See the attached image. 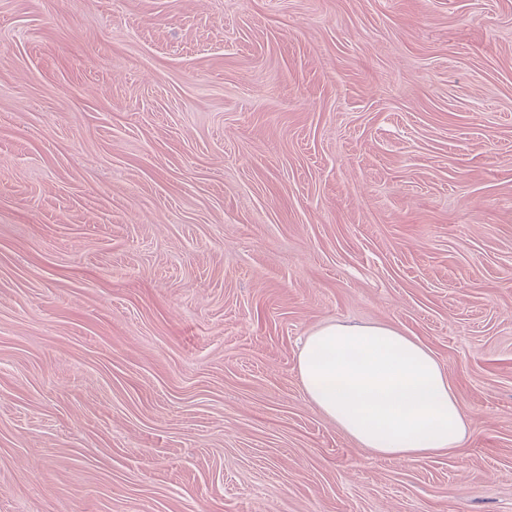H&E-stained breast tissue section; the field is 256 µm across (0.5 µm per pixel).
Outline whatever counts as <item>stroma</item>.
Wrapping results in <instances>:
<instances>
[{"mask_svg":"<svg viewBox=\"0 0 512 512\" xmlns=\"http://www.w3.org/2000/svg\"><path fill=\"white\" fill-rule=\"evenodd\" d=\"M335 322L464 443L326 419ZM0 512H512V0H0ZM308 400L373 454L412 460L458 448L462 404L432 352L386 324L331 323L297 358Z\"/></svg>","mask_w":512,"mask_h":512,"instance_id":"35a3bbf8","label":"stroma"}]
</instances>
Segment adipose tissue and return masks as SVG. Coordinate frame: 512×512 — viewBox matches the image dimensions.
Listing matches in <instances>:
<instances>
[{"label": "adipose tissue", "instance_id": "ef3b65f1", "mask_svg": "<svg viewBox=\"0 0 512 512\" xmlns=\"http://www.w3.org/2000/svg\"><path fill=\"white\" fill-rule=\"evenodd\" d=\"M308 400L373 454L412 460L459 447L462 404L432 352L386 324L331 323L297 358Z\"/></svg>", "mask_w": 512, "mask_h": 512}]
</instances>
